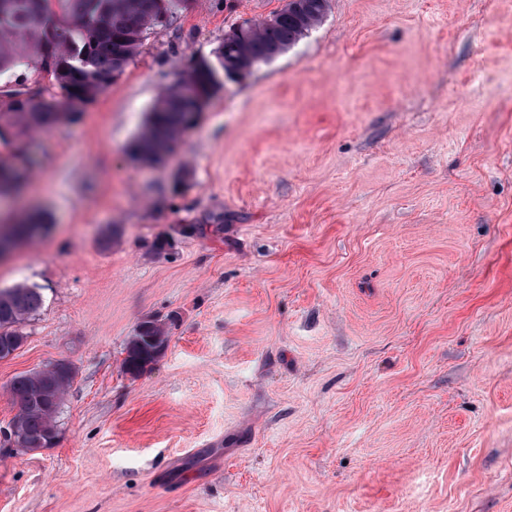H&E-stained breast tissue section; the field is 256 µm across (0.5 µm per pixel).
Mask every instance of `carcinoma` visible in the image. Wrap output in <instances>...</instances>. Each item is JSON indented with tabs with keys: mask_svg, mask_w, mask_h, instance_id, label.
<instances>
[{
	"mask_svg": "<svg viewBox=\"0 0 512 512\" xmlns=\"http://www.w3.org/2000/svg\"><path fill=\"white\" fill-rule=\"evenodd\" d=\"M49 0H0V77L15 76L16 88L3 91L0 109V193L19 196L25 189L30 159L20 139L69 120L73 105L101 94L122 74L147 31L164 23L184 0H60L62 12L49 11ZM329 0H294L269 19L244 21L224 34L223 61L202 58L166 89L148 112L146 124L128 147L138 161H164L192 127L200 112L225 85L224 71L268 63L299 42L326 14ZM50 76L60 97L32 89L20 65ZM46 215L29 214L0 225V240L37 235ZM43 304L39 289L26 285L0 289V348L18 349L24 320ZM166 329L147 321L130 337L122 367L137 377L154 363L168 343ZM74 371L49 366L15 376L10 393L19 411L13 418L22 448H42L57 436V418Z\"/></svg>",
	"mask_w": 512,
	"mask_h": 512,
	"instance_id": "cac0c4a2",
	"label": "carcinoma"
}]
</instances>
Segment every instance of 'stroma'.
<instances>
[{
	"mask_svg": "<svg viewBox=\"0 0 512 512\" xmlns=\"http://www.w3.org/2000/svg\"><path fill=\"white\" fill-rule=\"evenodd\" d=\"M285 3L188 0L23 138L51 225L0 258L43 295L0 429L13 377L75 379L53 447L0 444V512H512V0H329L130 161L178 74ZM140 328L128 340L122 362L124 372L132 377L139 376L159 358L169 339L166 329L155 321L144 322Z\"/></svg>",
	"mask_w": 512,
	"mask_h": 512,
	"instance_id": "obj_1",
	"label": "stroma"
}]
</instances>
